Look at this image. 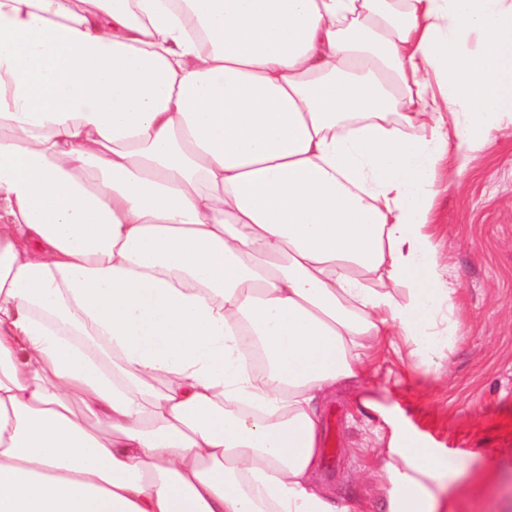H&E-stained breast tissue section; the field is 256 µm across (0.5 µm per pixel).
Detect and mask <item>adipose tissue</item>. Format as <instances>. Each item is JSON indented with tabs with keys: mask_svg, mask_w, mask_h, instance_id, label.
<instances>
[{
	"mask_svg": "<svg viewBox=\"0 0 512 512\" xmlns=\"http://www.w3.org/2000/svg\"><path fill=\"white\" fill-rule=\"evenodd\" d=\"M508 51L512 0H0V512H349L320 402L461 342L429 227ZM383 454L386 512L493 481Z\"/></svg>",
	"mask_w": 512,
	"mask_h": 512,
	"instance_id": "obj_1",
	"label": "adipose tissue"
}]
</instances>
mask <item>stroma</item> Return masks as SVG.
I'll list each match as a JSON object with an SVG mask.
<instances>
[{
  "label": "stroma",
  "mask_w": 512,
  "mask_h": 512,
  "mask_svg": "<svg viewBox=\"0 0 512 512\" xmlns=\"http://www.w3.org/2000/svg\"><path fill=\"white\" fill-rule=\"evenodd\" d=\"M433 231L447 264L441 277L460 294L465 340L433 355L428 374L406 356L373 353L365 379L324 400L319 478L351 512H383L379 448L392 420L469 470L496 466L498 491L464 497L461 512L504 509L501 490L512 481V126L473 154L467 175L444 167ZM367 394L386 415L357 405Z\"/></svg>",
  "instance_id": "obj_1"
}]
</instances>
